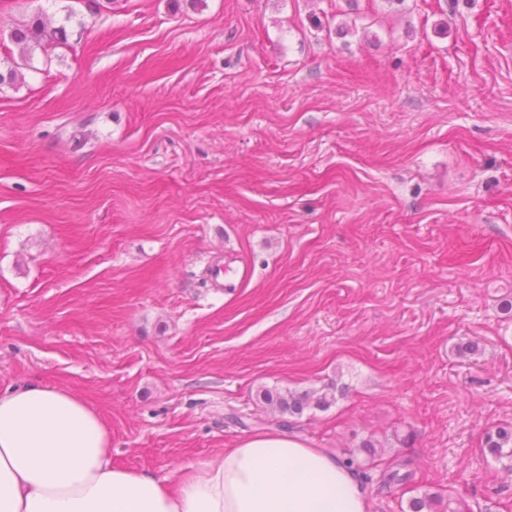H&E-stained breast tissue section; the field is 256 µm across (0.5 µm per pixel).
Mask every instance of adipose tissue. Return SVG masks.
Listing matches in <instances>:
<instances>
[{
  "instance_id": "obj_1",
  "label": "adipose tissue",
  "mask_w": 512,
  "mask_h": 512,
  "mask_svg": "<svg viewBox=\"0 0 512 512\" xmlns=\"http://www.w3.org/2000/svg\"><path fill=\"white\" fill-rule=\"evenodd\" d=\"M354 466L303 439L257 432L160 478L113 464L112 436L75 392L0 391V512H368Z\"/></svg>"
}]
</instances>
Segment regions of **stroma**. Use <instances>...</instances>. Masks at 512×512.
<instances>
[{"instance_id":"35a3bbf8","label":"stroma","mask_w":512,"mask_h":512,"mask_svg":"<svg viewBox=\"0 0 512 512\" xmlns=\"http://www.w3.org/2000/svg\"><path fill=\"white\" fill-rule=\"evenodd\" d=\"M37 17L68 42L25 63ZM8 72L0 388L77 393L160 478L369 438L417 476L370 512H512V0H0ZM262 402L271 409L281 414L289 413L292 415H302L305 409L327 408L330 406L334 397L329 392H323L317 397L310 392H292L281 393L265 389L261 392ZM487 452L501 461L507 459L510 464H504L506 468L512 471V428L499 427L493 432L487 433L485 441Z\"/></svg>"}]
</instances>
